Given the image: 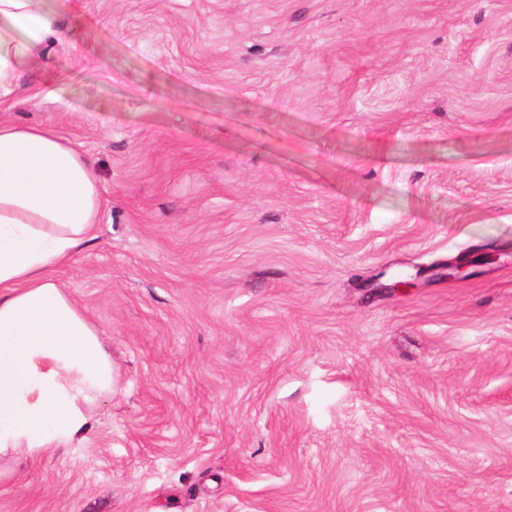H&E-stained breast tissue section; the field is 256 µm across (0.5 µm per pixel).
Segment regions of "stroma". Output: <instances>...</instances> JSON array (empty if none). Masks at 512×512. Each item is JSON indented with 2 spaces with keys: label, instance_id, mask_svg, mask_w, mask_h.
Segmentation results:
<instances>
[{
  "label": "stroma",
  "instance_id": "1",
  "mask_svg": "<svg viewBox=\"0 0 512 512\" xmlns=\"http://www.w3.org/2000/svg\"><path fill=\"white\" fill-rule=\"evenodd\" d=\"M44 4L117 387L0 512H512V0Z\"/></svg>",
  "mask_w": 512,
  "mask_h": 512
}]
</instances>
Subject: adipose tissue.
I'll list each match as a JSON object with an SVG mask.
<instances>
[{"instance_id":"adipose-tissue-1","label":"adipose tissue","mask_w":512,"mask_h":512,"mask_svg":"<svg viewBox=\"0 0 512 512\" xmlns=\"http://www.w3.org/2000/svg\"><path fill=\"white\" fill-rule=\"evenodd\" d=\"M58 36L42 0H0V93ZM101 204L78 147L0 121V460L17 467L85 440L112 391L97 327L52 277L93 239Z\"/></svg>"}]
</instances>
